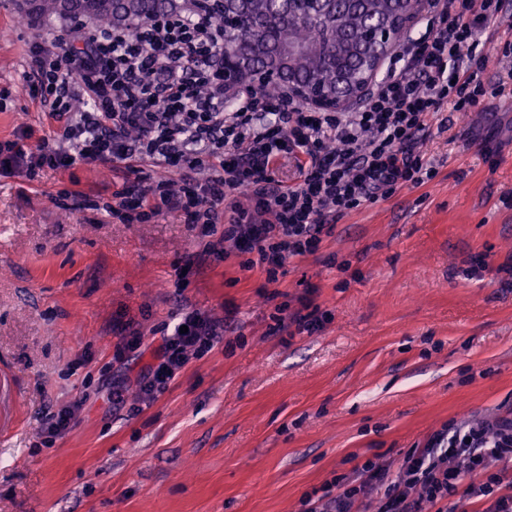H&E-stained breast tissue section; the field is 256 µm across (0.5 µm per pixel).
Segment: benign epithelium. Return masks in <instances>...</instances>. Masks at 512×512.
<instances>
[{
	"instance_id": "1",
	"label": "benign epithelium",
	"mask_w": 512,
	"mask_h": 512,
	"mask_svg": "<svg viewBox=\"0 0 512 512\" xmlns=\"http://www.w3.org/2000/svg\"><path fill=\"white\" fill-rule=\"evenodd\" d=\"M406 22V14L397 7L381 15L380 20L369 28L373 40L364 57L362 75L353 80H342L332 85L327 92H316L307 82L281 69L269 71V76L282 79L288 84V89L306 103L321 108L340 109L362 93L367 83L374 78L382 59L394 52L395 44L391 41L390 34L401 31ZM252 81L254 72L251 67H236L230 60H224V92L232 94Z\"/></svg>"
}]
</instances>
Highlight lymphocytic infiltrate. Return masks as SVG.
<instances>
[{
  "mask_svg": "<svg viewBox=\"0 0 512 512\" xmlns=\"http://www.w3.org/2000/svg\"><path fill=\"white\" fill-rule=\"evenodd\" d=\"M137 29L115 25L68 43L34 42L32 97L63 125L38 152L19 138L0 141V173L76 160L115 162L138 174L135 190L113 191L105 212L126 224L180 212L205 228L206 256L234 250L275 277L313 254L336 220L423 186L436 175L422 146L443 109L468 111L485 93L486 58L476 35L496 24L506 0H421L427 30L401 35L385 75L361 103L328 111L300 103L289 89L269 97L253 86L224 97V25L200 15L194 0ZM291 163V179L279 172ZM174 169L154 181L144 167ZM164 337L138 389L166 388L193 356L223 337L224 324L193 311ZM187 333H180V326ZM512 463V415L444 428L409 450L396 469L369 460L355 478L339 476L304 512H512L503 491Z\"/></svg>",
  "mask_w": 512,
  "mask_h": 512,
  "instance_id": "lymphocytic-infiltrate-1",
  "label": "lymphocytic infiltrate"
}]
</instances>
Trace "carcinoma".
I'll list each match as a JSON object with an SVG mask.
<instances>
[{
	"label": "carcinoma",
	"mask_w": 512,
	"mask_h": 512,
	"mask_svg": "<svg viewBox=\"0 0 512 512\" xmlns=\"http://www.w3.org/2000/svg\"><path fill=\"white\" fill-rule=\"evenodd\" d=\"M173 0H76L74 9L89 11L104 25H139L167 14ZM381 7L379 0H339L330 14L320 13L312 0H250L235 10L224 0H197V9L227 25V36L259 67L276 64L273 49L291 43L300 49L288 67L302 78L333 83L340 72H355L366 45V19Z\"/></svg>",
	"instance_id": "1"
}]
</instances>
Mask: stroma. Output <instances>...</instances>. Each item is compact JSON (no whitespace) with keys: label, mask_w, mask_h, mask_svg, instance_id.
Segmentation results:
<instances>
[{"label":"stroma","mask_w":512,"mask_h":512,"mask_svg":"<svg viewBox=\"0 0 512 512\" xmlns=\"http://www.w3.org/2000/svg\"><path fill=\"white\" fill-rule=\"evenodd\" d=\"M72 27L0 0V141L29 127L34 151L53 137L28 95L29 47L69 41ZM479 39L489 93L427 142L436 178L340 218L273 283L234 251L179 285L199 229L98 210L137 183L111 164L0 176V370L16 390L0 512H303L305 494L366 460L394 466L450 424L512 413V96L490 93L512 89V2ZM62 190L78 206H56ZM305 300L323 329L276 330V310ZM191 310L228 332L154 400L132 381L113 409L102 382L136 376ZM129 322L142 337L127 367ZM75 402L71 427L44 445L46 408Z\"/></svg>","instance_id":"35a3bbf8"}]
</instances>
